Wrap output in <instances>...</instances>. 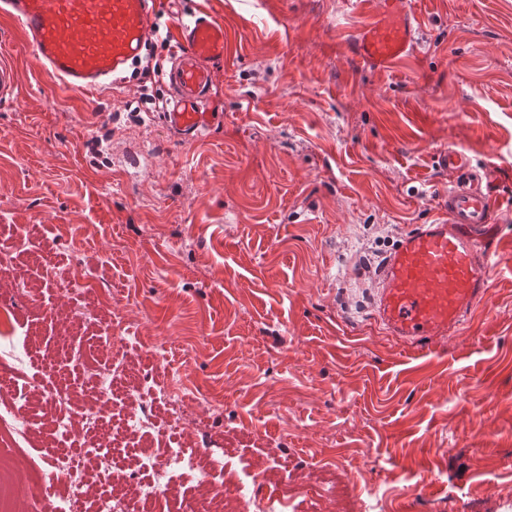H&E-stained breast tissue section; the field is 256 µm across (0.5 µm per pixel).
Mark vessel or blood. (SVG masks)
Masks as SVG:
<instances>
[{"label": "vessel or blood", "instance_id": "b4317fda", "mask_svg": "<svg viewBox=\"0 0 512 512\" xmlns=\"http://www.w3.org/2000/svg\"><path fill=\"white\" fill-rule=\"evenodd\" d=\"M155 0H0V17L14 22L41 67L64 89L85 93L119 83L121 70L151 41ZM418 21L407 0H382L377 18L362 23L354 54L373 69L404 58ZM175 45L165 74L164 123L196 139L221 119L211 111V64L224 57V27L199 13L174 24ZM18 70L0 56V100L16 96ZM439 163L455 173L439 217L417 225L387 254L378 273L373 317L410 345L461 327L487 293L496 196L491 174L451 148Z\"/></svg>", "mask_w": 512, "mask_h": 512}]
</instances>
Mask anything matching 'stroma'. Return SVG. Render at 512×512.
Instances as JSON below:
<instances>
[{
	"label": "stroma",
	"instance_id": "35a3bbf8",
	"mask_svg": "<svg viewBox=\"0 0 512 512\" xmlns=\"http://www.w3.org/2000/svg\"><path fill=\"white\" fill-rule=\"evenodd\" d=\"M409 6L416 46L379 71L348 45L380 0H162V32L199 11L224 26V122L195 142L129 109L144 87L166 101L141 71H166L169 50L147 46L115 91L72 93L0 21L20 77L0 102V246L32 227L80 284L21 303L0 272V360L33 375L50 356L94 412L82 359L103 335L45 316L82 309L90 288L219 467L287 466L278 512H335L309 479L323 468L357 507L368 458L385 466L386 512H448L456 493L512 512V0ZM451 147L493 174L488 293L453 335L413 349L374 323L377 281L357 262L376 237L437 218ZM242 430L255 443L225 454Z\"/></svg>",
	"mask_w": 512,
	"mask_h": 512
}]
</instances>
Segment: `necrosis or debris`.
Instances as JSON below:
<instances>
[{
    "instance_id": "necrosis-or-debris-1",
    "label": "necrosis or debris",
    "mask_w": 512,
    "mask_h": 512,
    "mask_svg": "<svg viewBox=\"0 0 512 512\" xmlns=\"http://www.w3.org/2000/svg\"><path fill=\"white\" fill-rule=\"evenodd\" d=\"M127 357L123 338H116L107 361L98 364L110 381L98 384L95 401L105 405L120 400L128 403L120 426L111 435H97L95 420L78 416L73 389L47 386L37 380L18 384L14 370L0 371V440L27 437L35 415L46 416L49 442L42 444V459L48 468L43 480L20 488L16 469L0 456V512H14L17 501L47 506L52 512H105L107 506H132L134 512H156L159 504L176 499L178 478H190L194 493L190 512H275L274 500L258 499L257 483L267 481V470L255 469L239 479L233 492L224 489V473L210 453L187 440L160 443L152 432L153 420L177 417L166 389L136 382L122 368ZM123 454L138 474L135 484L122 483L109 469L93 470L92 463L103 454Z\"/></svg>"
}]
</instances>
